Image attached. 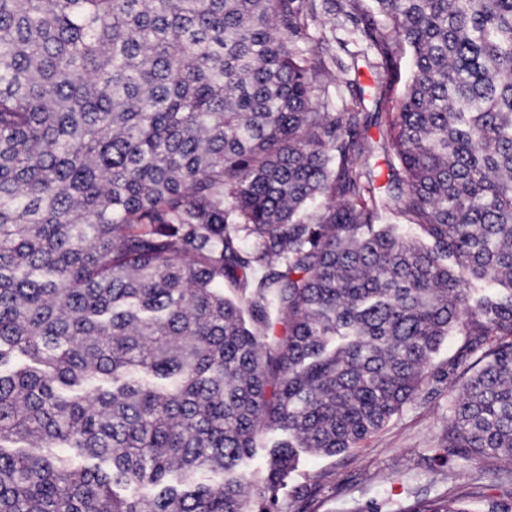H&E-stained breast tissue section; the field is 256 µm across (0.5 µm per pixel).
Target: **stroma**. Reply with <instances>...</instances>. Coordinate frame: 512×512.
Listing matches in <instances>:
<instances>
[{"instance_id":"1","label":"stroma","mask_w":512,"mask_h":512,"mask_svg":"<svg viewBox=\"0 0 512 512\" xmlns=\"http://www.w3.org/2000/svg\"><path fill=\"white\" fill-rule=\"evenodd\" d=\"M307 55L333 54L336 65L324 77L332 111L361 104L369 136L379 139L403 98L410 73V50L392 41L390 58L370 49L366 38L333 31L326 13L308 23ZM460 346L452 336L434 355V371L402 411L355 448L335 457L304 454L282 496L285 512H362L369 503L388 508L414 496L477 492L486 500L512 499L507 472L512 465L471 455L449 466L432 458L448 435V418L461 395V382L448 363Z\"/></svg>"}]
</instances>
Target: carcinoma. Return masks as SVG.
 Listing matches in <instances>:
<instances>
[{"mask_svg": "<svg viewBox=\"0 0 512 512\" xmlns=\"http://www.w3.org/2000/svg\"><path fill=\"white\" fill-rule=\"evenodd\" d=\"M372 2L413 61L381 196L299 45L342 0H0V512H280L450 336L435 461L512 460V0ZM456 501L396 512H512ZM283 439L284 436L280 433L265 434L261 439L260 448L256 449V454L252 458L246 460V469L248 471L262 469L267 461L268 448H271L274 444L282 441Z\"/></svg>", "mask_w": 512, "mask_h": 512, "instance_id": "cac0c4a2", "label": "carcinoma"}]
</instances>
